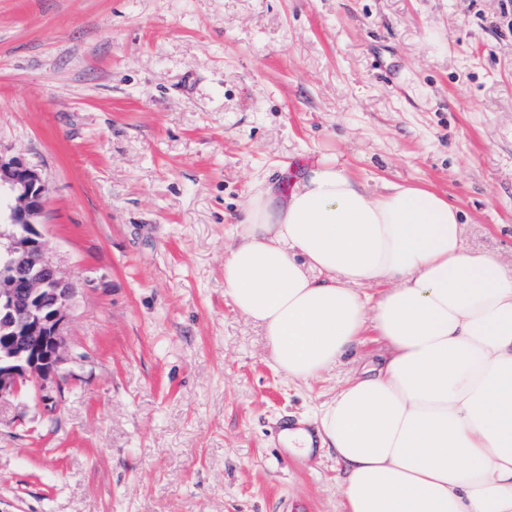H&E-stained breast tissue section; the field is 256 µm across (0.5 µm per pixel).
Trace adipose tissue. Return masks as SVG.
I'll list each match as a JSON object with an SVG mask.
<instances>
[{
	"mask_svg": "<svg viewBox=\"0 0 512 512\" xmlns=\"http://www.w3.org/2000/svg\"><path fill=\"white\" fill-rule=\"evenodd\" d=\"M240 222L224 284L276 370L307 383L366 332L385 345L313 416L345 512H512V270L466 246L463 212L323 160Z\"/></svg>",
	"mask_w": 512,
	"mask_h": 512,
	"instance_id": "1",
	"label": "adipose tissue"
}]
</instances>
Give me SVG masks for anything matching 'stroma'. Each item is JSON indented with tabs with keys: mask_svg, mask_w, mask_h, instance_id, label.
<instances>
[{
	"mask_svg": "<svg viewBox=\"0 0 512 512\" xmlns=\"http://www.w3.org/2000/svg\"><path fill=\"white\" fill-rule=\"evenodd\" d=\"M0 150L77 289L56 402L0 400V512H343L274 434L377 365H271L224 260L259 182L417 183L512 262V0H0Z\"/></svg>",
	"mask_w": 512,
	"mask_h": 512,
	"instance_id": "stroma-1",
	"label": "stroma"
}]
</instances>
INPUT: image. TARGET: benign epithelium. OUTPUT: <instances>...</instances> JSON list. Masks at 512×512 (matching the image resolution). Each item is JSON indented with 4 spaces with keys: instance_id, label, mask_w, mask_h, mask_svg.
<instances>
[{
    "instance_id": "7a95c632",
    "label": "benign epithelium",
    "mask_w": 512,
    "mask_h": 512,
    "mask_svg": "<svg viewBox=\"0 0 512 512\" xmlns=\"http://www.w3.org/2000/svg\"><path fill=\"white\" fill-rule=\"evenodd\" d=\"M9 199L12 229L0 266V399L31 386L43 400L61 391L64 326L76 288L48 255L38 229L46 183L21 153L0 150V193Z\"/></svg>"
}]
</instances>
